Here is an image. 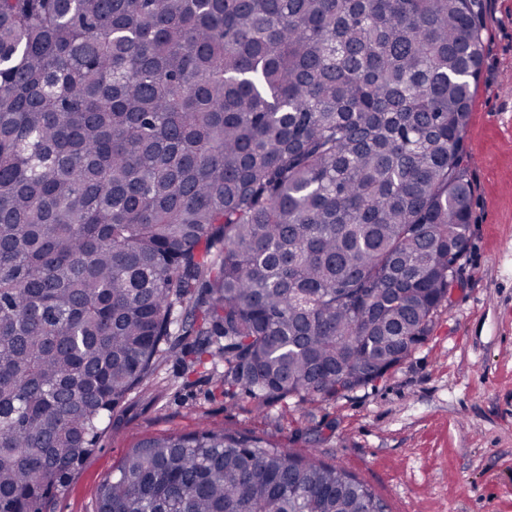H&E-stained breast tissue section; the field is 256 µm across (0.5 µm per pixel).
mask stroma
Listing matches in <instances>:
<instances>
[{
    "label": "stroma",
    "mask_w": 512,
    "mask_h": 512,
    "mask_svg": "<svg viewBox=\"0 0 512 512\" xmlns=\"http://www.w3.org/2000/svg\"><path fill=\"white\" fill-rule=\"evenodd\" d=\"M488 45L464 134L474 193L463 284L410 358L339 397L269 403L161 362L47 512H93L130 448L200 424L343 467L385 512H512V0H486Z\"/></svg>",
    "instance_id": "stroma-1"
}]
</instances>
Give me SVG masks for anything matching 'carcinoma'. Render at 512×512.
<instances>
[{
    "label": "carcinoma",
    "instance_id": "1",
    "mask_svg": "<svg viewBox=\"0 0 512 512\" xmlns=\"http://www.w3.org/2000/svg\"><path fill=\"white\" fill-rule=\"evenodd\" d=\"M484 0H0V508L46 512L197 336L262 411L366 386L462 285ZM95 512H383L203 426Z\"/></svg>",
    "mask_w": 512,
    "mask_h": 512
}]
</instances>
